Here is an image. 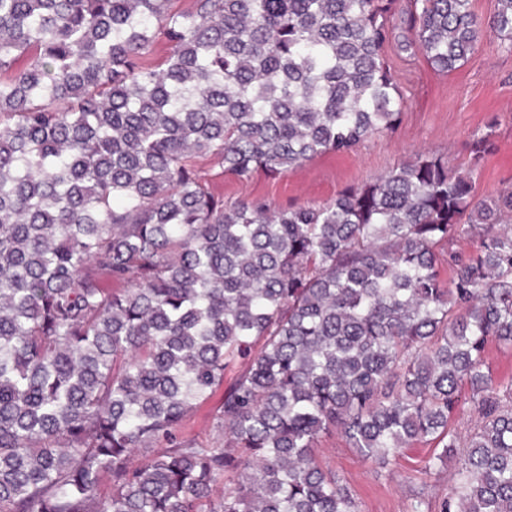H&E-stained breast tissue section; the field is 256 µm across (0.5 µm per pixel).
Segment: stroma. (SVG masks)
Returning <instances> with one entry per match:
<instances>
[{
  "label": "stroma",
  "mask_w": 512,
  "mask_h": 512,
  "mask_svg": "<svg viewBox=\"0 0 512 512\" xmlns=\"http://www.w3.org/2000/svg\"><path fill=\"white\" fill-rule=\"evenodd\" d=\"M385 57L406 100L396 130L374 134L347 152L323 154L276 178L259 172L242 183L215 169L208 175L210 189L232 200L321 205L346 186L363 184L428 152L468 173L479 197L512 192V53L489 35L461 67L448 74L435 71L422 55L407 56L392 44ZM487 132L492 147L481 159H474L471 144ZM222 402L223 392L218 389L198 403L185 435L209 444L220 441L214 424ZM434 451V443L415 444L381 469L336 435L322 440L318 455L343 479L360 512H409L416 493L435 504L449 491L451 470L431 475L425 471Z\"/></svg>",
  "instance_id": "obj_1"
}]
</instances>
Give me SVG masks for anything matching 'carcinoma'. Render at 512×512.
<instances>
[{
	"instance_id": "carcinoma-1",
	"label": "carcinoma",
	"mask_w": 512,
	"mask_h": 512,
	"mask_svg": "<svg viewBox=\"0 0 512 512\" xmlns=\"http://www.w3.org/2000/svg\"><path fill=\"white\" fill-rule=\"evenodd\" d=\"M173 2L0 0V512H358L315 451L336 432L380 468L436 441L438 512H512V383L485 371L512 349V192L427 153L323 205L204 177L394 130L385 48L512 52V0ZM219 386L205 448L181 426ZM486 366L496 383L512 382V349L490 343L486 351ZM470 408L469 391L464 388L461 392L459 408L449 420V425L452 429H455L461 439L466 438L474 427V418L470 413Z\"/></svg>"
}]
</instances>
